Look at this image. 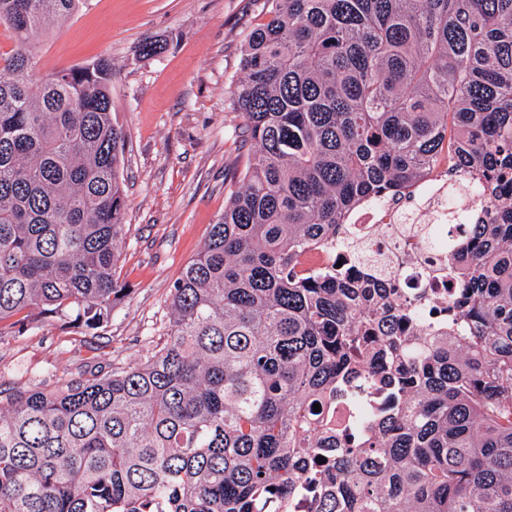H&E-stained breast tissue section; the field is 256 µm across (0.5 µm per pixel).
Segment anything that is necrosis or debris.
<instances>
[{
    "label": "necrosis or debris",
    "mask_w": 512,
    "mask_h": 512,
    "mask_svg": "<svg viewBox=\"0 0 512 512\" xmlns=\"http://www.w3.org/2000/svg\"><path fill=\"white\" fill-rule=\"evenodd\" d=\"M411 194L419 202L414 210L379 199L348 215L347 222L364 250L387 264L407 287L430 295L446 292L448 282L436 276L435 269L446 261L448 253L426 247L422 238L428 235L444 245L449 225L469 223L486 201L482 195L469 192L465 204H458L441 167L420 181Z\"/></svg>",
    "instance_id": "4bbe7bcc"
}]
</instances>
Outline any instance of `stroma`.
Returning a JSON list of instances; mask_svg holds the SVG:
<instances>
[{"label": "stroma", "mask_w": 512, "mask_h": 512, "mask_svg": "<svg viewBox=\"0 0 512 512\" xmlns=\"http://www.w3.org/2000/svg\"><path fill=\"white\" fill-rule=\"evenodd\" d=\"M269 8V0H83L39 36L35 79L101 58L112 64V121L125 133L116 276L127 295L97 329L44 316L1 329V390L57 389L147 360L164 339L170 289L245 163L233 89L245 38ZM150 42L160 51L143 55Z\"/></svg>", "instance_id": "obj_1"}]
</instances>
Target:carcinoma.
Here are the masks:
<instances>
[{"label": "carcinoma", "instance_id": "1", "mask_svg": "<svg viewBox=\"0 0 512 512\" xmlns=\"http://www.w3.org/2000/svg\"><path fill=\"white\" fill-rule=\"evenodd\" d=\"M272 2L233 90L247 164L166 337L0 397V512H255L304 483L315 512H512V0ZM80 4L0 0V325L97 329L126 291L112 64L29 78ZM442 158L487 206L448 243L440 325L358 250L362 276L301 273ZM362 391L345 435L331 408Z\"/></svg>", "mask_w": 512, "mask_h": 512}]
</instances>
